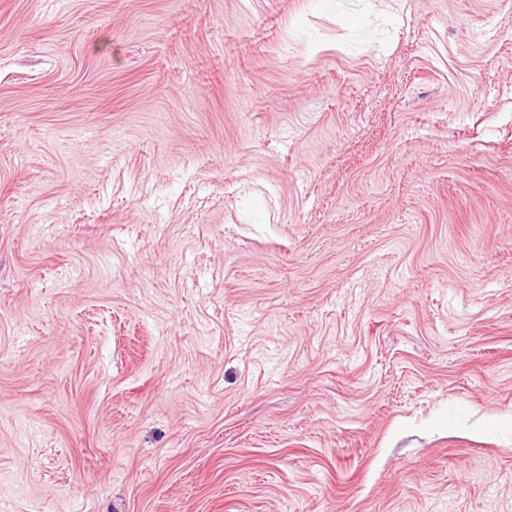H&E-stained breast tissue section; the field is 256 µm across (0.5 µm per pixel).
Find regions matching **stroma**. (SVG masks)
I'll list each match as a JSON object with an SVG mask.
<instances>
[{
	"label": "stroma",
	"instance_id": "stroma-1",
	"mask_svg": "<svg viewBox=\"0 0 512 512\" xmlns=\"http://www.w3.org/2000/svg\"><path fill=\"white\" fill-rule=\"evenodd\" d=\"M0 512H512V0H0Z\"/></svg>",
	"mask_w": 512,
	"mask_h": 512
}]
</instances>
